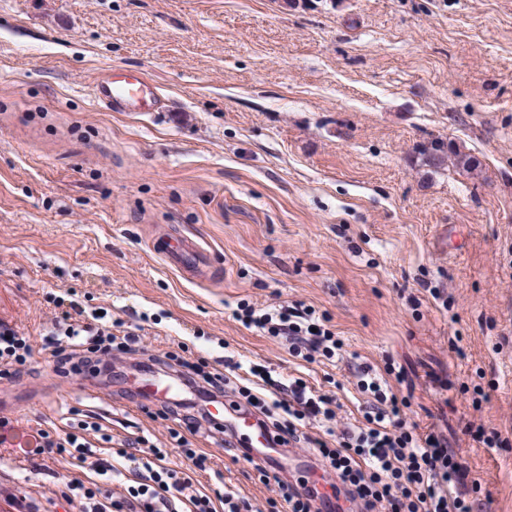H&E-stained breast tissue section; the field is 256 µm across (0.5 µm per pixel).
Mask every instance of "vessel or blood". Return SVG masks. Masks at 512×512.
Segmentation results:
<instances>
[{
  "mask_svg": "<svg viewBox=\"0 0 512 512\" xmlns=\"http://www.w3.org/2000/svg\"><path fill=\"white\" fill-rule=\"evenodd\" d=\"M94 92L97 101L111 112H159L166 107L165 101L147 81L133 75H103L96 80ZM154 250L172 269L187 279L208 280L216 273L209 253L194 238L160 237L154 242ZM140 391L160 404L178 400L185 393L184 388L176 382L159 378L141 385ZM213 416L218 421L226 420L228 427L236 433L245 426L255 428L262 445L268 446L273 442L269 432L258 428L255 418L248 413L236 410L228 414L219 406Z\"/></svg>",
  "mask_w": 512,
  "mask_h": 512,
  "instance_id": "1",
  "label": "vessel or blood"
}]
</instances>
